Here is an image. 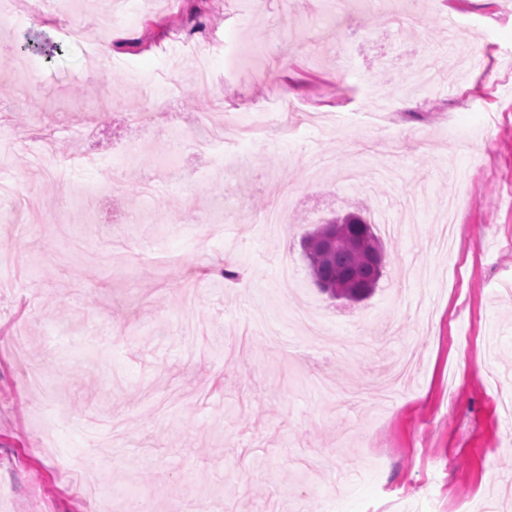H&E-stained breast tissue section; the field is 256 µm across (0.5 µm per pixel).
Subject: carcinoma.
<instances>
[{"mask_svg": "<svg viewBox=\"0 0 512 512\" xmlns=\"http://www.w3.org/2000/svg\"><path fill=\"white\" fill-rule=\"evenodd\" d=\"M344 224L330 243L329 224ZM305 259L319 289L332 298L346 297L360 301L376 289L382 273L374 272L369 254L382 249L374 225L361 217L354 220L335 218L319 225L303 244Z\"/></svg>", "mask_w": 512, "mask_h": 512, "instance_id": "1", "label": "carcinoma"}]
</instances>
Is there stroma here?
Segmentation results:
<instances>
[{
  "instance_id": "obj_1",
  "label": "stroma",
  "mask_w": 512,
  "mask_h": 512,
  "mask_svg": "<svg viewBox=\"0 0 512 512\" xmlns=\"http://www.w3.org/2000/svg\"><path fill=\"white\" fill-rule=\"evenodd\" d=\"M115 8L0 18L21 47L0 60V512H417L426 493L512 512V0ZM288 100L318 125L256 129ZM148 104L159 125H129ZM199 113L228 169L176 145ZM90 155L124 165L117 190ZM350 213L400 227L360 303L321 293L302 249ZM405 345L417 366L383 402L367 384Z\"/></svg>"
}]
</instances>
